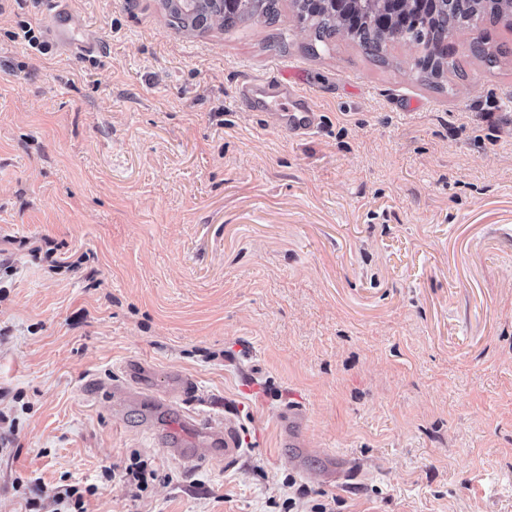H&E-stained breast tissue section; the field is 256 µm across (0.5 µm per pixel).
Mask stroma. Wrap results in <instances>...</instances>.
<instances>
[{"label": "stroma", "mask_w": 512, "mask_h": 512, "mask_svg": "<svg viewBox=\"0 0 512 512\" xmlns=\"http://www.w3.org/2000/svg\"><path fill=\"white\" fill-rule=\"evenodd\" d=\"M54 2L0 9V512L34 477L86 512H512V25L450 35L432 80L423 46L317 42L293 0L201 32L65 0L99 45L43 54L19 24L46 34ZM271 77L318 112L307 138L290 103L240 104ZM190 409L237 462L159 447L202 445ZM134 453L159 474L138 498L104 472ZM308 112H301L299 116L291 115L285 119V132L290 139L299 141L315 130L316 112L307 104ZM198 421L200 423L198 424ZM182 422L189 428H197L205 438L210 439L211 443L222 442L224 440V448H207L210 455L222 453L224 451V462H234L240 454L241 448L237 447L234 433L219 422L213 420L202 421L197 415L192 413L185 414ZM52 501L54 505L60 506L53 512H85L83 495L76 486L66 488L63 493L55 492Z\"/></svg>", "instance_id": "obj_1"}]
</instances>
